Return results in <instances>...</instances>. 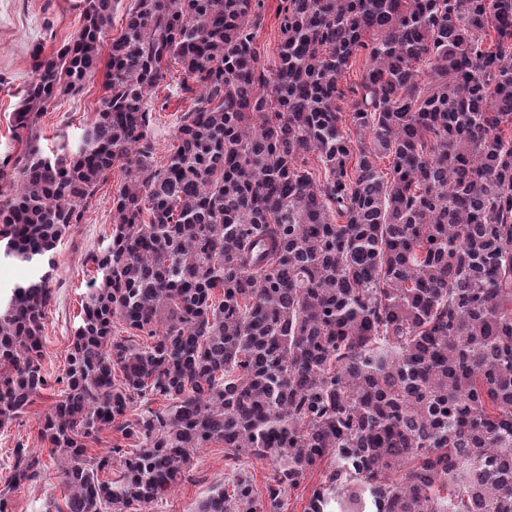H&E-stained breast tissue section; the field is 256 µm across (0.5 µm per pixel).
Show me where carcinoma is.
Returning a JSON list of instances; mask_svg holds the SVG:
<instances>
[{"mask_svg":"<svg viewBox=\"0 0 512 512\" xmlns=\"http://www.w3.org/2000/svg\"><path fill=\"white\" fill-rule=\"evenodd\" d=\"M115 4L84 0L74 38L34 48L0 204L3 255L42 270L0 308L2 427L49 387L57 245L123 164L40 421L66 512H145L214 442L274 476L200 512H280L326 459L304 512H512V0H280L270 72L263 0H134L83 146L43 156L37 119L97 70ZM173 60L194 106L159 168L149 96ZM139 399L163 409L127 417ZM111 427L132 447L89 456ZM13 453L8 487L36 480L40 458ZM279 0H264V19L256 30V49L261 64L271 70L277 61V48L280 43L279 19L277 16Z\"/></svg>","mask_w":512,"mask_h":512,"instance_id":"carcinoma-1","label":"carcinoma"}]
</instances>
